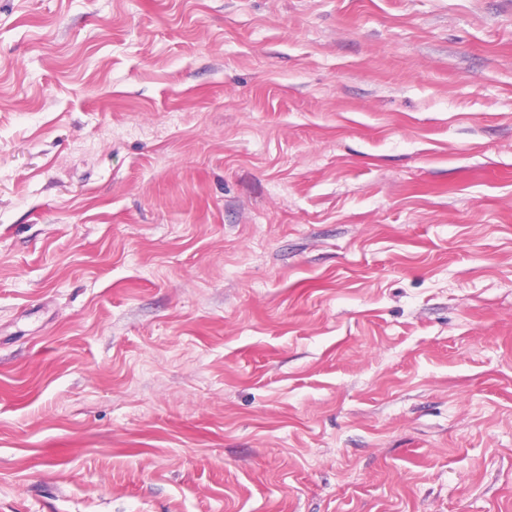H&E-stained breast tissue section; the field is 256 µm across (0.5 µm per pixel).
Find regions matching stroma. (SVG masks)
<instances>
[{"label": "stroma", "instance_id": "35a3bbf8", "mask_svg": "<svg viewBox=\"0 0 512 512\" xmlns=\"http://www.w3.org/2000/svg\"><path fill=\"white\" fill-rule=\"evenodd\" d=\"M0 512H512V0H0Z\"/></svg>", "mask_w": 512, "mask_h": 512}]
</instances>
